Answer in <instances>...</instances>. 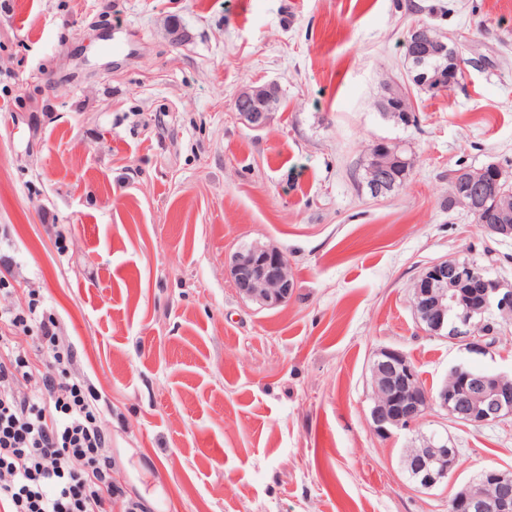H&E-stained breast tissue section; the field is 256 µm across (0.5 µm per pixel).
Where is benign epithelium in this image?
<instances>
[{"mask_svg":"<svg viewBox=\"0 0 512 512\" xmlns=\"http://www.w3.org/2000/svg\"><path fill=\"white\" fill-rule=\"evenodd\" d=\"M243 95L251 99V106L238 113L240 120L254 129L266 127L280 95L278 85L252 87ZM226 263L240 295L262 308L288 301L293 281L288 257L281 249L254 244L229 255ZM411 303L431 335L443 329L448 311H457L460 324L448 342L469 354L485 355L491 346L489 335L480 327L489 312L512 314V289L467 262L439 260L416 278ZM451 374L452 386L430 392L421 385L416 369L402 351L379 349L371 365L374 401L370 420L375 433L386 437L394 430L413 428L434 407L446 411L455 422L473 427L512 418V376L489 370L476 373L462 363L453 366ZM435 442L434 448L405 451L404 459L414 466L423 489L447 482L459 467L460 452L448 445V438L437 437ZM488 502L496 512H512V480L496 467L484 468L482 480L460 488L450 501V512H480Z\"/></svg>","mask_w":512,"mask_h":512,"instance_id":"7a95c632","label":"benign epithelium"}]
</instances>
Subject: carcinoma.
<instances>
[{"label":"carcinoma","instance_id":"carcinoma-1","mask_svg":"<svg viewBox=\"0 0 512 512\" xmlns=\"http://www.w3.org/2000/svg\"><path fill=\"white\" fill-rule=\"evenodd\" d=\"M404 56L409 63V68L419 71H428L434 81L423 83L417 82L419 89L426 92L437 93L440 86L459 83L462 78L460 67L459 48L450 44L443 55L439 57L418 56L417 48L406 44ZM392 154L401 158V162L393 164L389 190L404 185L411 176L413 161L407 155L405 149L398 144L380 142L371 148L369 159L364 165L363 179L368 190H373V174L369 168L374 159ZM448 205H461L467 208L475 217L484 232H489L496 224H512V195H505L502 184L496 182V175L491 168L484 169L480 179L466 188L457 187L454 181L448 182Z\"/></svg>","mask_w":512,"mask_h":512}]
</instances>
